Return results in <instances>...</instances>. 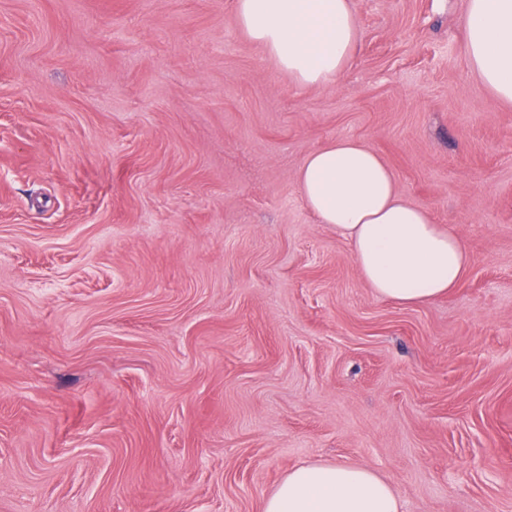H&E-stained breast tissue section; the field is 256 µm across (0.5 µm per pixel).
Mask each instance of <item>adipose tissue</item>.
<instances>
[{
	"instance_id": "adipose-tissue-1",
	"label": "adipose tissue",
	"mask_w": 512,
	"mask_h": 512,
	"mask_svg": "<svg viewBox=\"0 0 512 512\" xmlns=\"http://www.w3.org/2000/svg\"><path fill=\"white\" fill-rule=\"evenodd\" d=\"M235 17L303 86L339 78L355 57L352 0H236ZM468 63L500 102L512 103V0H465ZM298 191L319 223L350 244L361 278L380 298L431 302L457 287L470 255L457 234L432 223L401 196L392 170L356 139L312 152L296 173ZM384 477L346 463H303L264 499L262 512H401Z\"/></svg>"
}]
</instances>
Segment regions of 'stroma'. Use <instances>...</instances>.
Returning <instances> with one entry per match:
<instances>
[{
  "instance_id": "35a3bbf8",
  "label": "stroma",
  "mask_w": 512,
  "mask_h": 512,
  "mask_svg": "<svg viewBox=\"0 0 512 512\" xmlns=\"http://www.w3.org/2000/svg\"><path fill=\"white\" fill-rule=\"evenodd\" d=\"M302 86L235 0H0V512H262L304 462L512 512V104L463 0H352ZM354 138L460 235L402 306L295 175Z\"/></svg>"
}]
</instances>
